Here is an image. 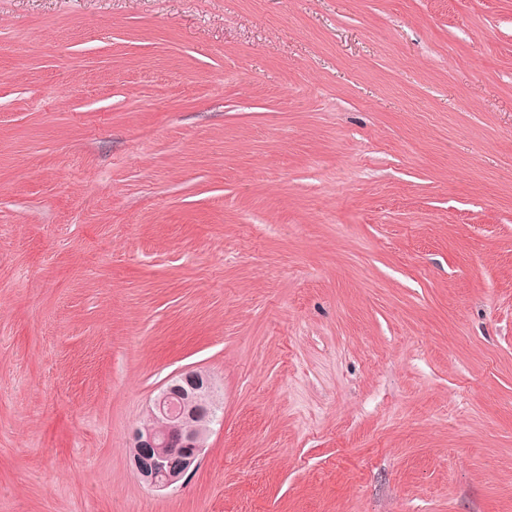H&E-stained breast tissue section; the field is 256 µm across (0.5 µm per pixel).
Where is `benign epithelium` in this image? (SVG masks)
<instances>
[{
	"label": "benign epithelium",
	"instance_id": "obj_1",
	"mask_svg": "<svg viewBox=\"0 0 512 512\" xmlns=\"http://www.w3.org/2000/svg\"><path fill=\"white\" fill-rule=\"evenodd\" d=\"M218 407L215 383L201 369L172 378L149 409L155 424L131 433L130 458L140 479L156 491L185 485L199 468Z\"/></svg>",
	"mask_w": 512,
	"mask_h": 512
}]
</instances>
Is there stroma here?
Instances as JSON below:
<instances>
[{
    "label": "stroma",
    "instance_id": "35a3bbf8",
    "mask_svg": "<svg viewBox=\"0 0 512 512\" xmlns=\"http://www.w3.org/2000/svg\"><path fill=\"white\" fill-rule=\"evenodd\" d=\"M0 512H512V0H0ZM218 407L215 383L201 369H186L172 378L149 409L156 425L131 433L130 458L140 479L156 491L185 485L206 452ZM161 426V427H159Z\"/></svg>",
    "mask_w": 512,
    "mask_h": 512
}]
</instances>
